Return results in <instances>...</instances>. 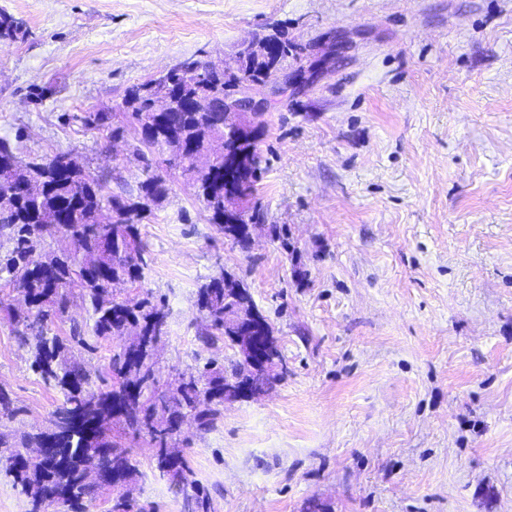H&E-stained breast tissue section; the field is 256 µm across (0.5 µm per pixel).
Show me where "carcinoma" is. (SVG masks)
I'll return each mask as SVG.
<instances>
[{
	"label": "carcinoma",
	"mask_w": 512,
	"mask_h": 512,
	"mask_svg": "<svg viewBox=\"0 0 512 512\" xmlns=\"http://www.w3.org/2000/svg\"><path fill=\"white\" fill-rule=\"evenodd\" d=\"M20 34L15 21L0 14V41H12ZM282 47L277 67L253 53L240 51L234 71L223 77L214 75L205 64L185 60L170 70L157 86L145 82L131 87L124 99L135 127L144 126L146 110L153 94L164 91L177 104H191L195 112H179L174 124L156 122L147 126L139 142L163 157L171 168L196 184L198 199L219 225L224 237L242 246L247 234L239 225L224 223V151L248 150L253 155L245 185L247 195L255 192L261 168L256 148L262 122L254 123L251 141L239 143L224 139V113L214 107L224 105L258 80H273L274 74L288 66V57L300 50L279 36L265 38ZM84 123L98 130L112 124V113L93 112ZM209 158V167L198 170L194 160ZM20 163L8 143L0 141V240L11 244L0 253V275L25 303L32 322L20 333L27 342V331L35 332L32 368L48 384L59 387L62 405L54 412L61 417L58 431L48 429L23 433L10 439L0 435V448L10 452L0 464L30 499V512H80L83 501L91 497L99 483L87 478L90 460L103 458L120 487L112 499L111 512H130V491L138 471L127 455L112 443V425L121 424L134 434H142L155 447L158 471L183 485L189 483L186 461L176 445L178 425L186 414L197 418L203 429L209 427L216 406L224 404V380L242 377L252 387L267 391L281 374L249 369L236 361L231 370L205 368L198 374H180L166 390L158 387L153 362L156 336L166 333V313L147 298L130 307L114 298V290L128 283L143 282L148 268L147 244L141 237L139 222L149 204L161 199L166 188L157 175L140 184L136 198L119 200L106 193V178L95 174L69 154L65 168L53 162ZM118 212L116 223L101 221L103 210ZM48 238L75 241L94 263L82 265L79 254L65 248L43 251ZM77 289L92 308L93 331L97 336L121 340L112 354L113 383L92 373L68 356L66 346L48 335V320L67 310L68 295ZM196 305L203 314L208 336L236 335L235 325L224 320V308L248 313L257 308L245 284L224 274L198 288ZM54 437L59 461L51 467L24 456V448H43Z\"/></svg>",
	"instance_id": "carcinoma-1"
}]
</instances>
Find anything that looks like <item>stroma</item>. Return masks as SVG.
<instances>
[{"label":"stroma","instance_id":"obj_1","mask_svg":"<svg viewBox=\"0 0 512 512\" xmlns=\"http://www.w3.org/2000/svg\"><path fill=\"white\" fill-rule=\"evenodd\" d=\"M23 38L0 44V140L22 161L68 152L128 198L148 174L165 199L140 222L144 283L167 315L160 386L237 353L205 337L198 288L248 287L286 373L221 406L178 446L208 512H512V0H0ZM301 47L257 140L265 224L244 249L194 186L139 154L129 87L180 62L231 61L244 42ZM112 115L111 131L83 124ZM0 280V431L46 429L64 396L32 370ZM80 327L82 343L71 342ZM108 373L79 294L51 326ZM113 435L139 477L134 512H183L145 437Z\"/></svg>","mask_w":512,"mask_h":512}]
</instances>
